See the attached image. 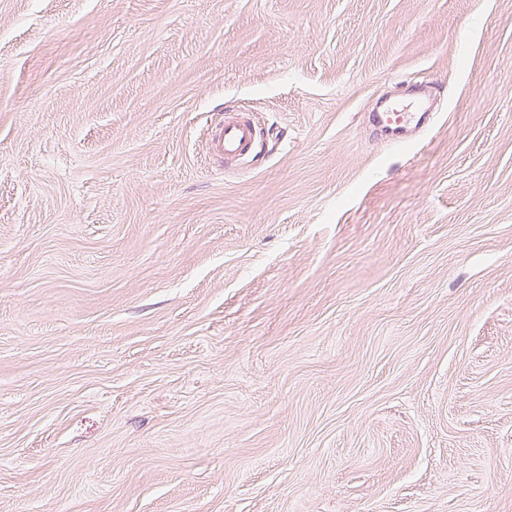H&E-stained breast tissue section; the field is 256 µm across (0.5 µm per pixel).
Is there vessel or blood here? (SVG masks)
<instances>
[{
    "mask_svg": "<svg viewBox=\"0 0 512 512\" xmlns=\"http://www.w3.org/2000/svg\"><path fill=\"white\" fill-rule=\"evenodd\" d=\"M421 109L419 102L403 99L393 103L388 111L379 113L378 121L392 140L401 142L405 140ZM207 147L213 160L222 164L239 163L257 154L260 133L249 113L228 110L211 126Z\"/></svg>",
    "mask_w": 512,
    "mask_h": 512,
    "instance_id": "b4317fda",
    "label": "vessel or blood"
}]
</instances>
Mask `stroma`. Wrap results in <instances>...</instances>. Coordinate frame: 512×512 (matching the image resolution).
<instances>
[{"mask_svg":"<svg viewBox=\"0 0 512 512\" xmlns=\"http://www.w3.org/2000/svg\"><path fill=\"white\" fill-rule=\"evenodd\" d=\"M0 512H512V0H0ZM410 99L399 100L391 105L387 112L378 115L379 123L385 128L391 139L402 142L406 139L410 127L416 122L417 117L425 112H420L422 105ZM207 147L211 158L223 166L241 163L258 153L260 133L248 112L226 110L211 126Z\"/></svg>","mask_w":512,"mask_h":512,"instance_id":"obj_1","label":"stroma"}]
</instances>
